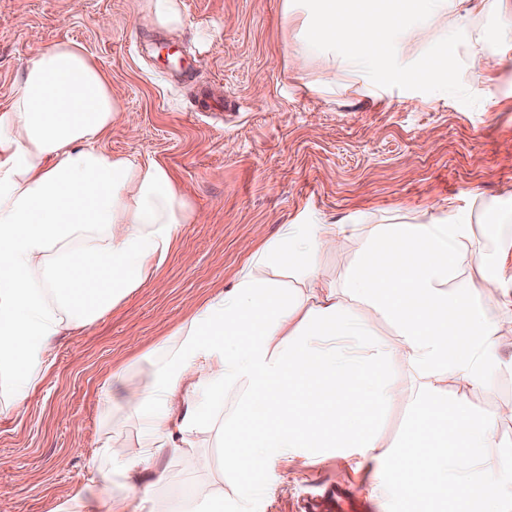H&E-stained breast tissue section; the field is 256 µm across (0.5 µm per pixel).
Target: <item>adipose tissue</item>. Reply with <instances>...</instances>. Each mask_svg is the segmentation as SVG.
<instances>
[{"instance_id": "1", "label": "adipose tissue", "mask_w": 512, "mask_h": 512, "mask_svg": "<svg viewBox=\"0 0 512 512\" xmlns=\"http://www.w3.org/2000/svg\"><path fill=\"white\" fill-rule=\"evenodd\" d=\"M329 2L314 0L308 37L330 54L344 44L356 69L392 21L369 26L357 14L340 34ZM458 2L452 16L448 0H413V15L424 31L444 20L461 28L487 5ZM119 112L105 74L71 42L40 50L0 111V417L41 386L58 337L92 325L151 280L183 225L199 219L165 167L100 147ZM348 234L359 247L342 282L322 279L320 254ZM472 234L452 205L436 220L416 213L386 224L288 225L159 345L154 374L138 377L126 365L102 385L106 512H158L151 495L133 503L129 488L151 475L164 480L155 462L206 434L222 443L233 475L264 472L286 455L311 465L341 455L387 468L413 512H473L476 502L480 512H512V452L489 459L493 422L449 400L443 385L450 376L477 383L505 367L495 338L512 329V274L468 256ZM465 259L474 273L459 286ZM278 267L292 285L260 274ZM490 283L505 304L496 314L478 302ZM356 303L392 318L399 343L373 340ZM397 356L415 385L405 443L393 450L377 419L394 397L382 369ZM120 421L139 430L137 446H113Z\"/></svg>"}]
</instances>
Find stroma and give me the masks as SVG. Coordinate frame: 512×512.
Segmentation results:
<instances>
[{
  "mask_svg": "<svg viewBox=\"0 0 512 512\" xmlns=\"http://www.w3.org/2000/svg\"><path fill=\"white\" fill-rule=\"evenodd\" d=\"M145 0H0V110L21 71L42 47L80 44L106 74L121 112L100 145L151 159L172 174L201 213L184 225L155 277L95 324L56 344L55 362L20 416L0 417V512L72 507L89 485L101 432L100 388L117 368L158 367L155 351L214 294L231 288L250 256L287 224H382L454 203L472 214L468 252L512 270V45L495 8L464 30L429 34L400 25L374 51V64L347 73L305 37V0H179L185 23L170 31L144 19ZM291 22H284L283 12ZM498 58L491 84L476 76L470 48ZM175 52L174 66L159 53ZM393 68L404 83L389 82ZM339 73L329 83L331 73ZM395 391L378 427L403 443L413 379L401 358L385 367ZM452 397L493 421L492 454L512 450V371L466 384L449 377ZM208 470L192 455L164 458L161 505L190 487L223 486L224 500L250 497L251 512H290L335 480L376 502L378 512H409L391 474L332 457L315 465L284 458L266 479L284 494H245L223 474L224 449L208 439Z\"/></svg>",
  "mask_w": 512,
  "mask_h": 512,
  "instance_id": "35a3bbf8",
  "label": "stroma"
}]
</instances>
